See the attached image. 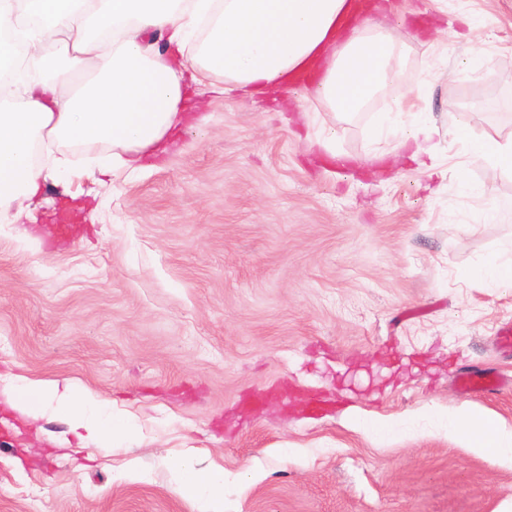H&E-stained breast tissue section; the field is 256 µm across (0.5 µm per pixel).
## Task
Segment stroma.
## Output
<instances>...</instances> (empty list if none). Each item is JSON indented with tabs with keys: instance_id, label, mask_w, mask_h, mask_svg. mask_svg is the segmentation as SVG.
I'll return each instance as SVG.
<instances>
[{
	"instance_id": "stroma-1",
	"label": "stroma",
	"mask_w": 512,
	"mask_h": 512,
	"mask_svg": "<svg viewBox=\"0 0 512 512\" xmlns=\"http://www.w3.org/2000/svg\"><path fill=\"white\" fill-rule=\"evenodd\" d=\"M386 2L403 79L317 117L346 162L310 148L300 88L203 86L164 154L75 195L47 186L36 222L0 226V512H197L170 482L186 448L247 473L224 512H512V465L438 418L470 404L512 426V288L471 275L512 242V221L485 215L512 175L448 132L460 117L472 138L512 135V0ZM462 12L481 22L466 39L448 26ZM405 99L427 103L445 176L398 131L373 137ZM465 372L502 385L461 393ZM18 377L82 384L138 435L101 448L52 413L21 416ZM376 420L401 435L373 436ZM130 461L150 480L123 477Z\"/></svg>"
}]
</instances>
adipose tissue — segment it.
Here are the masks:
<instances>
[{"instance_id":"obj_1","label":"adipose tissue","mask_w":512,"mask_h":512,"mask_svg":"<svg viewBox=\"0 0 512 512\" xmlns=\"http://www.w3.org/2000/svg\"><path fill=\"white\" fill-rule=\"evenodd\" d=\"M355 0H0L7 23L25 52L0 47V224L33 218L48 181L95 178L67 159L45 168L36 146L108 144L105 168L137 170L148 155L164 153L195 85L218 77L217 93L266 94L310 66L320 81L307 101L333 112H358L399 74L406 46L394 28L361 17ZM162 34L170 53L145 41ZM39 62L43 79L28 76ZM408 115L400 145L426 172L439 168L432 128L423 106L397 103L372 127L382 137ZM467 143L472 161L512 172V136L472 138L462 119L449 127ZM12 406L31 416L49 408L73 430L109 445L134 438V420L115 414L92 391L74 384L20 379ZM461 447L492 462H512V430L475 408L447 418ZM175 490L200 512H224L223 467H195L184 459L172 469Z\"/></svg>"}]
</instances>
